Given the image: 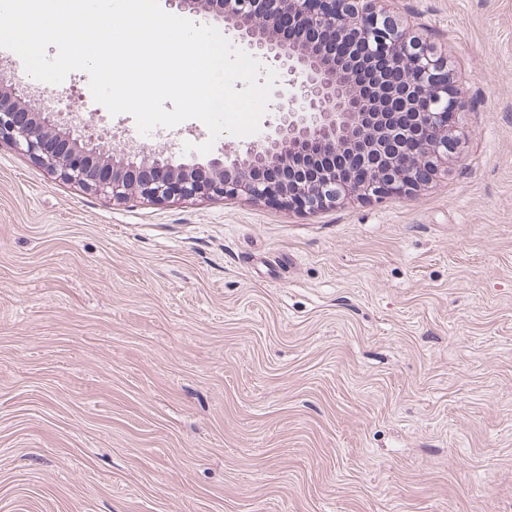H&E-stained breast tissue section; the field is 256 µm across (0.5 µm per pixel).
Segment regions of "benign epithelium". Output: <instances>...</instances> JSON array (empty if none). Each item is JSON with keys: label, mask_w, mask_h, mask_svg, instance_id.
<instances>
[{"label": "benign epithelium", "mask_w": 512, "mask_h": 512, "mask_svg": "<svg viewBox=\"0 0 512 512\" xmlns=\"http://www.w3.org/2000/svg\"><path fill=\"white\" fill-rule=\"evenodd\" d=\"M170 10L222 22L234 44L272 67L277 80L268 109L279 114L258 138L224 149L204 164L176 162L164 149L131 146L112 153L111 135L86 134L93 118L66 123L0 79V140L49 171L114 201L236 197L317 212L356 197L409 195L428 184L456 142L464 92L444 76L436 51L387 15L384 0H165ZM343 37L399 80L403 97L422 86L435 108L411 113V138L385 117L372 122L371 103L311 39ZM453 119H448V112Z\"/></svg>", "instance_id": "1"}]
</instances>
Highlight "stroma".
<instances>
[{
	"label": "stroma",
	"instance_id": "stroma-1",
	"mask_svg": "<svg viewBox=\"0 0 512 512\" xmlns=\"http://www.w3.org/2000/svg\"><path fill=\"white\" fill-rule=\"evenodd\" d=\"M394 7L472 100L411 195L115 201L0 140V512H512V0Z\"/></svg>",
	"mask_w": 512,
	"mask_h": 512
}]
</instances>
